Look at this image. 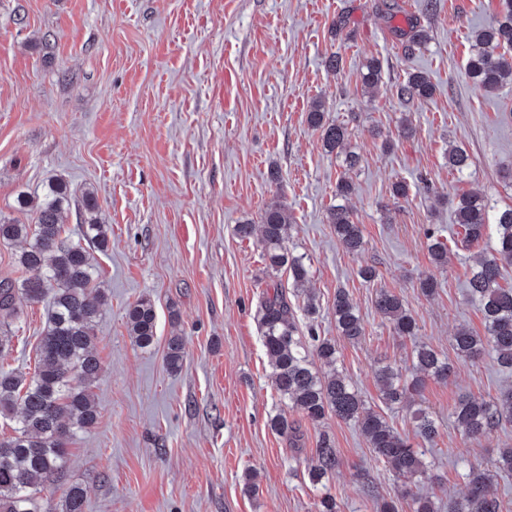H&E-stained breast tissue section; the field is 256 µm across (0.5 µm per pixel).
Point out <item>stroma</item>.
Here are the masks:
<instances>
[{
  "mask_svg": "<svg viewBox=\"0 0 512 512\" xmlns=\"http://www.w3.org/2000/svg\"><path fill=\"white\" fill-rule=\"evenodd\" d=\"M502 8L503 0H0V214L31 223L18 194L61 179L72 193L66 230L77 233L90 192L108 238L94 253L106 297L95 329L103 370L91 388L98 418L69 442L66 467L38 495L43 507L61 512L78 485L85 512H318L327 493L340 512H379L384 499L411 512L402 479L356 422L330 414L311 423L273 386L256 304L292 281L268 267L259 237L239 238L235 227L259 224L274 201L288 210L285 245L309 264L319 305L311 321L295 297L299 328L335 340L337 368L400 433L415 436L420 410L439 428L420 444L428 468L419 492L447 505L469 468L512 448V421L471 442L452 416L463 396L492 400L512 389L495 352L463 360L451 342L462 326L485 332L467 281L497 243L490 229L462 246L455 204L476 191L490 210L512 205V82L489 93L467 73L476 32ZM413 24L427 40L409 53L401 32ZM331 54L341 71L327 70ZM372 59L382 82L368 90L360 74ZM417 72L433 96L400 101L398 85ZM317 100L347 125L362 157L354 170L309 125ZM406 120L412 133L402 131ZM452 145L472 158L465 174L448 166ZM344 176L364 236L356 254L327 219ZM400 180L404 199L391 193ZM430 227L448 240L446 265L431 260ZM365 266L374 281L361 278ZM427 276L440 284L431 297L419 288ZM340 288L363 318L360 341L337 334ZM381 288L403 297L416 337L397 335L376 312ZM143 298L157 315L145 349L126 323ZM46 318V303L16 298L0 333V370L33 374ZM173 336L184 348L176 373L165 364ZM419 342L447 355L452 374L427 380L409 405L386 406L378 367L410 375ZM283 412L298 422L296 439L270 428ZM325 435L339 466L316 486L308 472Z\"/></svg>",
  "mask_w": 512,
  "mask_h": 512,
  "instance_id": "1",
  "label": "stroma"
}]
</instances>
